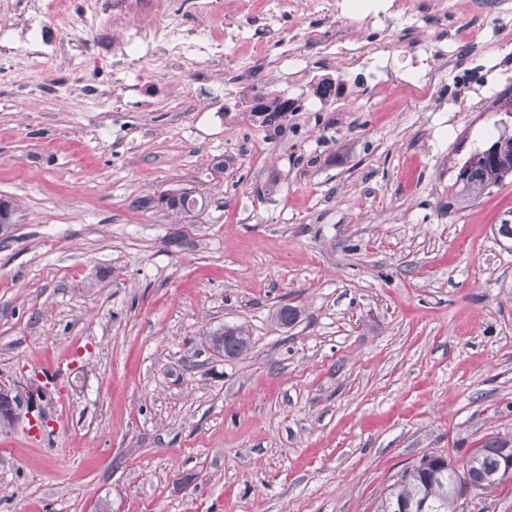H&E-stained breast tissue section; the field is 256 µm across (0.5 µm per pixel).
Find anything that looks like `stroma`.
<instances>
[{
	"instance_id": "35a3bbf8",
	"label": "stroma",
	"mask_w": 512,
	"mask_h": 512,
	"mask_svg": "<svg viewBox=\"0 0 512 512\" xmlns=\"http://www.w3.org/2000/svg\"><path fill=\"white\" fill-rule=\"evenodd\" d=\"M81 2L51 68L0 75V512H373L422 455L512 440V177L453 200L512 136V69L483 112L383 93L276 132L223 59L100 52ZM180 188L206 208L146 203ZM227 323L236 357L205 341ZM249 336L242 325H225L209 334V346L215 353L233 357L248 346Z\"/></svg>"
}]
</instances>
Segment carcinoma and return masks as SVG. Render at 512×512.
I'll use <instances>...</instances> for the list:
<instances>
[{
	"instance_id": "cac0c4a2",
	"label": "carcinoma",
	"mask_w": 512,
	"mask_h": 512,
	"mask_svg": "<svg viewBox=\"0 0 512 512\" xmlns=\"http://www.w3.org/2000/svg\"><path fill=\"white\" fill-rule=\"evenodd\" d=\"M492 146L499 149L496 160L484 152L472 154L465 162L466 177L456 179L460 201L478 200L492 186L512 176V136H501ZM206 200L184 188L170 193L164 208L188 212L204 208ZM249 343V331L242 325H226L209 334L213 352L228 357L240 354ZM512 442L494 438L473 449L460 469L441 456L424 455L417 464L402 471L376 503L374 512H455L464 484L480 490L497 488L512 479L508 460Z\"/></svg>"
}]
</instances>
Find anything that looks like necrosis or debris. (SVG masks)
<instances>
[{"mask_svg": "<svg viewBox=\"0 0 512 512\" xmlns=\"http://www.w3.org/2000/svg\"><path fill=\"white\" fill-rule=\"evenodd\" d=\"M493 7L495 23L462 29L447 25L459 0H262L258 15L245 19L239 0H203L200 13L207 20L224 15V40L215 43V51L250 42L251 55L228 56L225 67L234 73V92L249 91L251 111L268 99L270 85L293 75L301 57L313 56L335 66L337 77L318 83L309 97L295 88L278 91L286 111L314 112L328 101L358 109L382 92L404 91L422 98L427 111L438 112L442 106L428 97L421 78L448 66L462 80L478 67L482 80L472 98L448 97L468 112L491 97L494 74L512 67V0H494ZM151 11V17L141 16L134 0H84L83 7L88 26L114 34L101 49L125 58L139 54L164 68L182 62L187 39L163 23L173 13L171 0H152ZM297 12L304 24L286 26V17ZM48 13L58 28L69 27L70 16L55 0H28L14 24H0V72L11 70L20 56L44 67L54 63L57 54L42 37ZM401 20L413 37L397 52L387 34Z\"/></svg>", "mask_w": 512, "mask_h": 512, "instance_id": "necrosis-or-debris-1", "label": "necrosis or debris"}]
</instances>
